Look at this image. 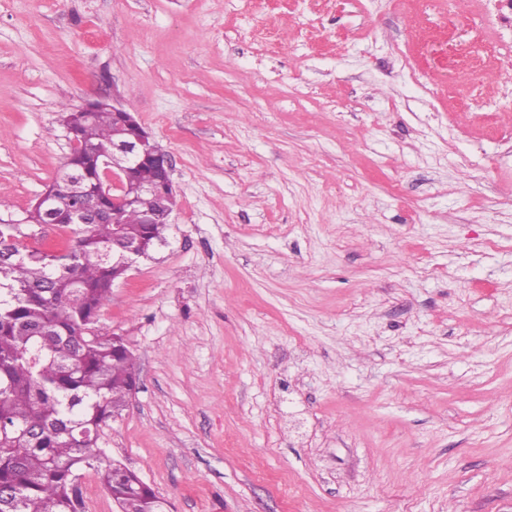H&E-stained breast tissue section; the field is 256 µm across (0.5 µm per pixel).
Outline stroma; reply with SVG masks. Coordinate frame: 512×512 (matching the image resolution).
Masks as SVG:
<instances>
[{
	"label": "stroma",
	"mask_w": 512,
	"mask_h": 512,
	"mask_svg": "<svg viewBox=\"0 0 512 512\" xmlns=\"http://www.w3.org/2000/svg\"><path fill=\"white\" fill-rule=\"evenodd\" d=\"M474 0H0V216L105 98L173 159L96 327L173 512H512V26ZM492 57L461 71L449 42Z\"/></svg>",
	"instance_id": "35a3bbf8"
}]
</instances>
